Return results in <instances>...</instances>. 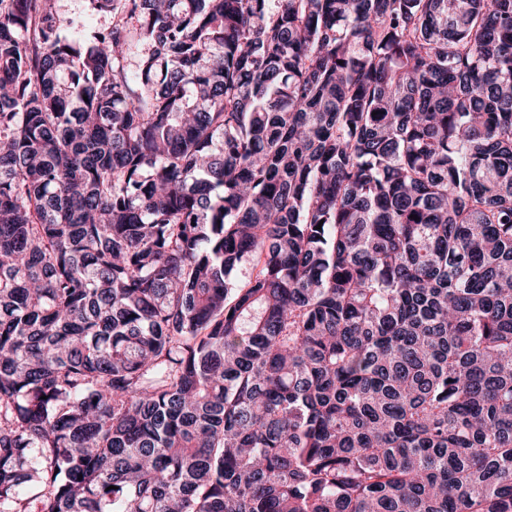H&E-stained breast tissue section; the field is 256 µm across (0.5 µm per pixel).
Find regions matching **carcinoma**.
Here are the masks:
<instances>
[{
	"label": "carcinoma",
	"mask_w": 512,
	"mask_h": 512,
	"mask_svg": "<svg viewBox=\"0 0 512 512\" xmlns=\"http://www.w3.org/2000/svg\"><path fill=\"white\" fill-rule=\"evenodd\" d=\"M87 2L0 0V512H512V0ZM60 10L64 17L83 21L85 30L93 33L97 28L107 25L111 18L108 15L89 16L85 0H61Z\"/></svg>",
	"instance_id": "cac0c4a2"
}]
</instances>
